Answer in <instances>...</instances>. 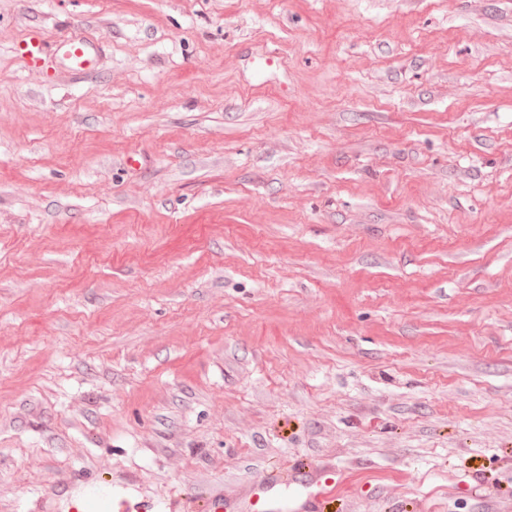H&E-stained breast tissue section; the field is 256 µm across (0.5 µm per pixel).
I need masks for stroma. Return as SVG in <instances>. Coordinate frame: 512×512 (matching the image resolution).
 <instances>
[{
	"label": "stroma",
	"instance_id": "35a3bbf8",
	"mask_svg": "<svg viewBox=\"0 0 512 512\" xmlns=\"http://www.w3.org/2000/svg\"><path fill=\"white\" fill-rule=\"evenodd\" d=\"M295 468L512 512V0H0V512ZM54 51L72 74L88 75L95 71L98 49L89 39L70 34L54 45Z\"/></svg>",
	"mask_w": 512,
	"mask_h": 512
}]
</instances>
